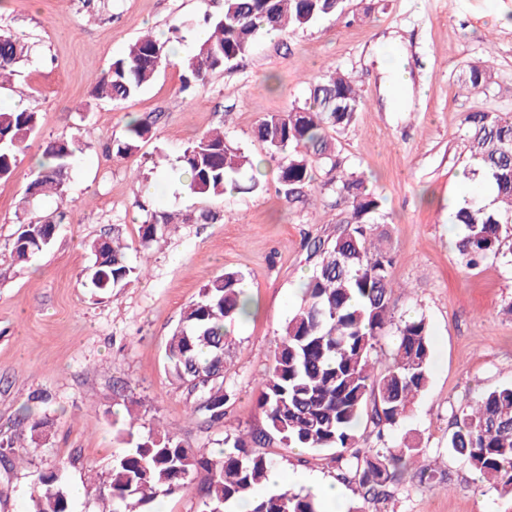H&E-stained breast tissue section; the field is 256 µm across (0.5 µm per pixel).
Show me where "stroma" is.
Masks as SVG:
<instances>
[{"label": "stroma", "instance_id": "1", "mask_svg": "<svg viewBox=\"0 0 512 512\" xmlns=\"http://www.w3.org/2000/svg\"><path fill=\"white\" fill-rule=\"evenodd\" d=\"M224 0H101L91 15L81 0H0V24L31 47L0 104L23 96L41 114L39 130L0 179V437L22 434L28 450L17 467L0 465V512H30L31 476L54 461L71 465L65 481L74 512H99L87 477L106 476L128 448L129 415L176 431L194 451L210 454L225 437L263 428L257 407L281 327L300 305L312 275L315 242L332 241L344 218L334 193L289 204L279 195L275 165L258 190L211 201L184 189L180 153L220 127L228 141L255 159L256 123L305 98L308 79L329 67L351 73L366 107L340 138L342 154L363 170L385 200L387 221L377 232L394 257L393 279L408 286L394 295L396 314L424 315L430 327V382L409 417L377 440L372 425L360 445H418L421 455L391 484L390 496L364 503L341 485V512H504L489 491L447 450L451 416L479 392L512 383V265L496 258L466 268L455 249L461 229L450 222L467 160L462 121L467 113L512 116V0H349L344 19L321 21L293 37L262 35L232 68L214 73L194 92H181L182 60L163 66L152 85L116 105L92 99L96 76L144 31L167 33L176 20L219 14ZM400 37L414 86L401 111L386 108L381 49ZM487 62V94L459 88L462 68ZM134 117L153 122L152 135L133 156L106 157ZM66 137L82 152L62 197L30 200L29 174L47 141ZM175 210L184 224L142 247L141 201ZM66 213L51 245L16 264L11 244L22 221L55 209ZM223 221L204 224L205 209ZM120 231L130 264L149 273L116 296L87 288L92 258L86 244ZM245 277L254 311L237 323L226 353L224 387L232 394L222 423L208 426L194 398L168 374L165 346L185 306L223 271ZM46 434L31 441L33 422ZM292 489L315 479L332 482L326 454L271 445ZM433 478L419 475L420 467Z\"/></svg>", "mask_w": 512, "mask_h": 512}]
</instances>
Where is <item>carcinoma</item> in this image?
Wrapping results in <instances>:
<instances>
[{
  "instance_id": "cac0c4a2",
  "label": "carcinoma",
  "mask_w": 512,
  "mask_h": 512,
  "mask_svg": "<svg viewBox=\"0 0 512 512\" xmlns=\"http://www.w3.org/2000/svg\"><path fill=\"white\" fill-rule=\"evenodd\" d=\"M345 0H224V11L203 18L206 38L184 64L181 91L206 84L209 77L249 53L258 38L271 31L297 34L325 19H340ZM170 38L147 34L112 59L97 78L98 100L123 103L135 98L167 63ZM29 46L0 25V81L14 75ZM469 94H485L491 75L482 61L469 64L459 78ZM365 101L355 79L339 69H327L307 82L303 102L286 112L265 115L253 136L263 146L266 161L276 165L284 198L303 202L309 193L330 190L344 206L343 229L328 245L318 243L316 268L304 284L303 301L288 318L276 347L274 364L260 384L258 408L266 428L224 440L225 448L196 454L170 431H148L130 441L131 449L112 460L106 479L93 484L102 512H148L160 496L190 485L205 512H230L248 500L250 512H320L309 492L278 489L252 492L276 466V459L258 448L278 442L284 448L331 452L337 478L356 485L364 500L387 499L399 468L415 460L421 449L406 441L395 447L358 448L364 420L384 432L401 425L429 384L432 356L425 317L395 319L393 295L399 285L391 277L392 257L375 243L376 226L386 223L381 196L342 155L338 136L355 127ZM40 124L31 109L0 108V179L9 178L18 154ZM469 157L463 175L476 184L489 178L497 187L494 206L476 198L463 200L451 221L462 227L455 247L469 268L490 257L512 259V118L492 112H470L463 119ZM148 122L132 120L123 139L107 148L115 158L133 155L151 135ZM81 147L65 137L47 142L43 161L35 169L27 193L62 194ZM328 178L317 181L315 171ZM179 170L188 190L220 199L227 188H240L237 176L251 172L258 185V165L222 130H212L179 156ZM64 213L33 217L23 224L11 247L13 258L27 261L52 242ZM178 223L176 213L145 209L140 243L149 247ZM127 246L117 235L91 243L93 265L88 288L110 295L139 278L141 268L125 258ZM243 275L226 271L200 290L183 311L165 347L168 373L188 394L198 397L194 411L214 426L224 419L225 348L232 326L249 314ZM395 327L391 363L375 371L371 352ZM448 454L512 501V385L480 393L455 412L448 433ZM19 456L14 437L0 439V458L13 466ZM61 461L37 473L33 481V512H72Z\"/></svg>"
}]
</instances>
